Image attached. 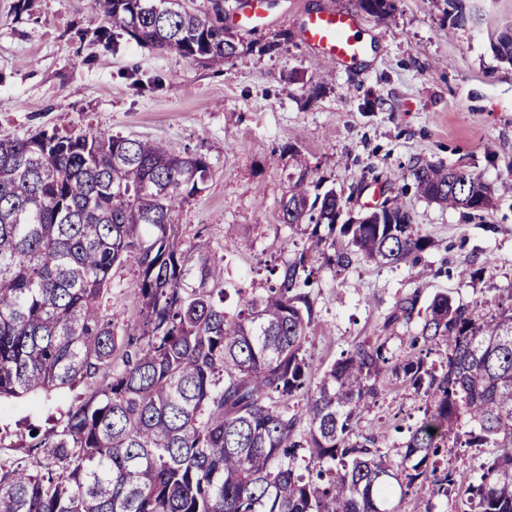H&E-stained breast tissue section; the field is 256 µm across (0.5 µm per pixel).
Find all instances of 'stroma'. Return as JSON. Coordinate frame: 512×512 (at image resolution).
Wrapping results in <instances>:
<instances>
[{"label": "stroma", "mask_w": 512, "mask_h": 512, "mask_svg": "<svg viewBox=\"0 0 512 512\" xmlns=\"http://www.w3.org/2000/svg\"><path fill=\"white\" fill-rule=\"evenodd\" d=\"M358 0H269L268 20L237 28L248 48L217 70L121 36L105 46L85 0H0V138L41 130L96 129L129 138L163 139L207 156V189L180 209L186 239L201 237L226 252V278L238 288L266 285V267L293 257L297 246L279 225L288 189V145H296L310 178L335 189L349 215L398 200L433 245L423 261L438 272L419 288L410 266L359 262L322 270L310 288L315 318L305 349L312 379L354 342L406 349L418 321L385 327L396 304L420 292L464 302L494 303L512 291V66L499 61L491 38L512 23V0H467L465 23L446 0H394L389 16L363 15L373 49L361 73L325 63L303 37L308 13L357 8ZM267 41L272 52L259 51ZM321 84L315 99L309 85ZM441 162L480 175L494 188L481 215L426 201L409 174L417 163ZM254 247L235 253V239ZM469 276L459 277L460 268ZM75 394L26 397L0 407V454L24 457L29 425L47 428ZM411 386L387 378L374 406L357 422L381 445L401 447L404 427L423 415ZM492 448L442 449L440 468L456 471L455 490L433 481L413 488L424 512H469L466 488Z\"/></svg>", "instance_id": "1"}]
</instances>
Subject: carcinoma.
I'll return each instance as SVG.
<instances>
[{"instance_id":"carcinoma-1","label":"carcinoma","mask_w":512,"mask_h":512,"mask_svg":"<svg viewBox=\"0 0 512 512\" xmlns=\"http://www.w3.org/2000/svg\"><path fill=\"white\" fill-rule=\"evenodd\" d=\"M87 2L106 19L89 31L96 42L126 34L211 67L244 51L186 0ZM359 4L376 18L393 9ZM492 49L512 66V24ZM288 155L279 222L302 249L267 267L262 291L236 289L228 309L224 255L183 239L175 221L206 189V155L90 129L0 139V401L95 381L52 428L29 435L32 462L0 458V512H420L416 500L404 506V488L430 477L445 492L456 485L436 462L452 437L499 449L468 487L470 512H512V294L482 314L437 292L422 313L417 290L385 320L422 316L402 358L364 340L312 383L314 275L408 263L424 281L431 240L397 203L338 223L343 198L311 181L294 146ZM410 175L431 202L491 206L477 174L427 163ZM128 264L136 304L117 318L103 301ZM441 343L445 360L428 363ZM390 375L426 397L398 458L356 431ZM463 420L474 426L466 442Z\"/></svg>"}]
</instances>
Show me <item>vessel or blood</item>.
Returning a JSON list of instances; mask_svg holds the SVG:
<instances>
[{
	"instance_id": "b4317fda",
	"label": "vessel or blood",
	"mask_w": 512,
	"mask_h": 512,
	"mask_svg": "<svg viewBox=\"0 0 512 512\" xmlns=\"http://www.w3.org/2000/svg\"><path fill=\"white\" fill-rule=\"evenodd\" d=\"M308 44L321 50L325 60L348 70L360 69L371 45L358 14L348 8H331L308 14Z\"/></svg>"
}]
</instances>
